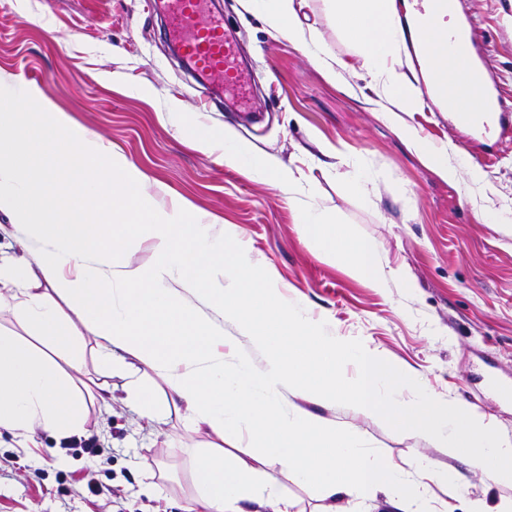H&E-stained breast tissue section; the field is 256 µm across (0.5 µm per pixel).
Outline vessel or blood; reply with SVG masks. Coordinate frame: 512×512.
Returning a JSON list of instances; mask_svg holds the SVG:
<instances>
[{"mask_svg":"<svg viewBox=\"0 0 512 512\" xmlns=\"http://www.w3.org/2000/svg\"><path fill=\"white\" fill-rule=\"evenodd\" d=\"M210 0H165L162 9L167 18L170 35L176 42L181 57L192 69L209 79H219L225 86L240 83L235 64V49L225 28L223 17L212 14ZM470 24L461 25L452 39L454 47L464 48L461 81L479 80L483 83L482 110L480 114L463 115V122L470 124L472 136L486 139L498 127L512 119V105L498 95L490 75L484 49L474 47Z\"/></svg>","mask_w":512,"mask_h":512,"instance_id":"obj_1","label":"vessel or blood"}]
</instances>
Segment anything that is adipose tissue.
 <instances>
[{"label":"adipose tissue","instance_id":"obj_1","mask_svg":"<svg viewBox=\"0 0 512 512\" xmlns=\"http://www.w3.org/2000/svg\"><path fill=\"white\" fill-rule=\"evenodd\" d=\"M330 27L361 61L377 96L409 101L426 88L440 109L456 98L478 109V84L457 79L461 60L448 50L456 0H323ZM280 35L306 48L323 75L338 63L321 33L304 26L300 0H246ZM415 65L399 71L403 57ZM0 71V234L22 251L0 261V429L42 430L60 438L84 434L86 397L75 381L86 338L98 367L124 374L133 362L153 373L131 382L142 417L162 419L169 400L183 408L187 430L216 436L245 431L253 462L209 445L192 472L197 495L185 512H289L277 483L257 468L283 474L324 497L373 498L386 491L395 512L412 487L381 453L361 448L335 421L306 410L309 402L344 400L361 413L426 437L449 456L499 483H512V439L494 434L468 407L438 405L425 388L402 398L405 375L377 349L344 346L325 321L289 302L270 269L232 230L189 200H160L148 176L97 133L78 126L35 86L10 94ZM191 148L218 155L225 167L261 172L293 192L292 168L259 154L232 133L197 126L181 135ZM299 231L317 253L344 265L370 287L406 281L368 239L330 212L300 210ZM146 247L137 262L130 242ZM232 323L235 334L224 331ZM352 362L353 378L342 376Z\"/></svg>","mask_w":512,"mask_h":512}]
</instances>
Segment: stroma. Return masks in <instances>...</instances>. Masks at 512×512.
I'll return each mask as SVG.
<instances>
[{"mask_svg":"<svg viewBox=\"0 0 512 512\" xmlns=\"http://www.w3.org/2000/svg\"><path fill=\"white\" fill-rule=\"evenodd\" d=\"M218 3L236 45L242 88L211 87L208 106L172 53L163 14L145 0H0V70L15 77L16 89L36 83L151 182L235 228L287 299L330 323L342 343L375 347L409 375L405 398L425 386L437 402L465 403L512 438V230L487 221L512 207V128L467 147L465 130L425 93L402 104L399 124L386 123L380 113L387 100L368 89L320 0H308L303 12L344 63L333 83L242 0ZM460 9L472 16L499 91L512 102V0H460ZM348 85L355 95L345 93ZM172 106L186 123L206 120L219 136L233 127L257 152L300 169L293 194L182 143L157 116ZM407 131L446 150L458 181L427 166L404 140ZM322 144L337 147V156H323ZM359 169L367 173L362 199L346 190L347 177ZM474 170L483 174L482 185L462 193L461 181ZM301 205L336 213L374 242L391 267L406 271L409 287L373 288L323 259L299 233ZM105 382L107 401L90 405L82 436L60 441L45 432L28 438L0 432V460L14 462L0 471V512H183L195 494L193 451L202 435L185 428L174 406L163 422L142 418L126 400V378ZM306 408L383 450L404 475L419 455L447 474L446 483L421 489L423 512H467L469 500L493 507L512 497V485L344 401ZM266 470L291 512H326L333 502L341 512H393L380 498L343 495L332 502L285 477L278 465ZM115 485L126 491L117 504L106 493ZM94 486L99 494H91Z\"/></svg>","mask_w":512,"mask_h":512,"instance_id":"1","label":"stroma"}]
</instances>
